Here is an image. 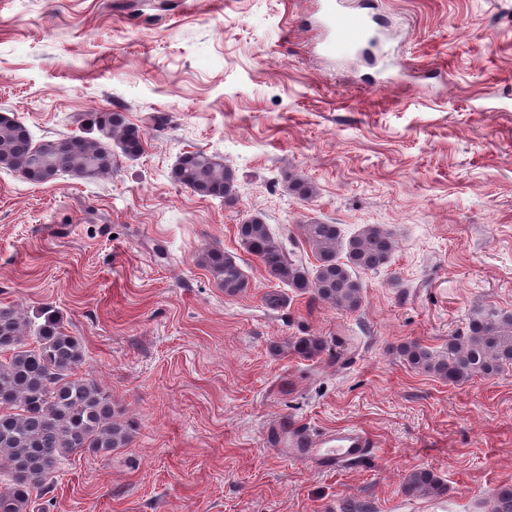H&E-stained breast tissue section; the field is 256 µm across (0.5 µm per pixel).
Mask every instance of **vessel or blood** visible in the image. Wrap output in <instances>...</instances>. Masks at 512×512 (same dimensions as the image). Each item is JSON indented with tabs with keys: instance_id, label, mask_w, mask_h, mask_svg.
<instances>
[{
	"instance_id": "b4317fda",
	"label": "vessel or blood",
	"mask_w": 512,
	"mask_h": 512,
	"mask_svg": "<svg viewBox=\"0 0 512 512\" xmlns=\"http://www.w3.org/2000/svg\"><path fill=\"white\" fill-rule=\"evenodd\" d=\"M321 9L323 25L335 36L328 51H358L375 43L370 14L347 10L343 0H322ZM263 434L265 444L282 460L325 471L365 461L376 451L372 435L357 425L317 432L304 421L276 417L267 421Z\"/></svg>"
}]
</instances>
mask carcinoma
Returning <instances> with one entry per match:
<instances>
[{"mask_svg":"<svg viewBox=\"0 0 512 512\" xmlns=\"http://www.w3.org/2000/svg\"><path fill=\"white\" fill-rule=\"evenodd\" d=\"M81 126V135L36 141L23 122L0 114V169L34 182L50 183L62 173L95 181L112 173L117 156L136 159L144 151L145 129L122 112H87ZM171 180L227 207L238 201L237 172L203 150L181 153ZM236 233L243 250L275 281L263 296L271 309L283 305L289 290L355 313L364 299L356 271L383 268L395 250V240L378 224H365L345 240L337 225L312 221L299 225L294 236L286 227L273 232L256 213L236 225ZM200 262L224 294L248 288L246 274L228 252L208 250ZM288 349L310 360L326 352L327 341L300 336ZM399 355L410 368L450 384L475 376L491 379L512 366V314H476L443 350L414 340L403 344ZM84 358L82 340L68 331L56 307L45 304L23 314L0 306V512H30L51 492L61 459L80 451L110 454L130 443L133 421L112 407L110 392L79 374ZM444 491L441 479L427 469L412 472L402 485L407 496Z\"/></svg>","mask_w":512,"mask_h":512,"instance_id":"cac0c4a2","label":"carcinoma"}]
</instances>
